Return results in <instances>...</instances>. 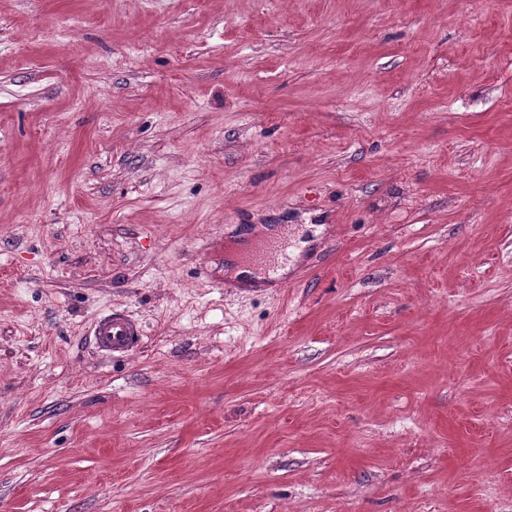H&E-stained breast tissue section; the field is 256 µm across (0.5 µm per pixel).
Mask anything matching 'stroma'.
I'll use <instances>...</instances> for the list:
<instances>
[{
	"instance_id": "1",
	"label": "stroma",
	"mask_w": 512,
	"mask_h": 512,
	"mask_svg": "<svg viewBox=\"0 0 512 512\" xmlns=\"http://www.w3.org/2000/svg\"><path fill=\"white\" fill-rule=\"evenodd\" d=\"M0 512H512V0H0ZM143 335L142 326L136 319L116 309L102 316L92 330L97 348L112 356L131 352Z\"/></svg>"
}]
</instances>
